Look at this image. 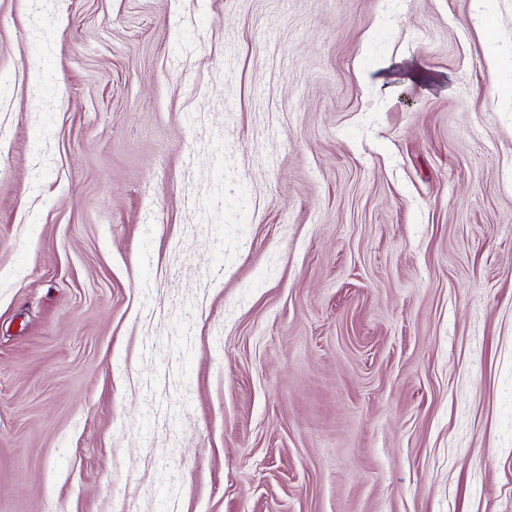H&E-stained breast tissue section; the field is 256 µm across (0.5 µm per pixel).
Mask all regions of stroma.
Listing matches in <instances>:
<instances>
[{"label": "stroma", "instance_id": "stroma-1", "mask_svg": "<svg viewBox=\"0 0 512 512\" xmlns=\"http://www.w3.org/2000/svg\"><path fill=\"white\" fill-rule=\"evenodd\" d=\"M512 0H0V512H512Z\"/></svg>", "mask_w": 512, "mask_h": 512}]
</instances>
